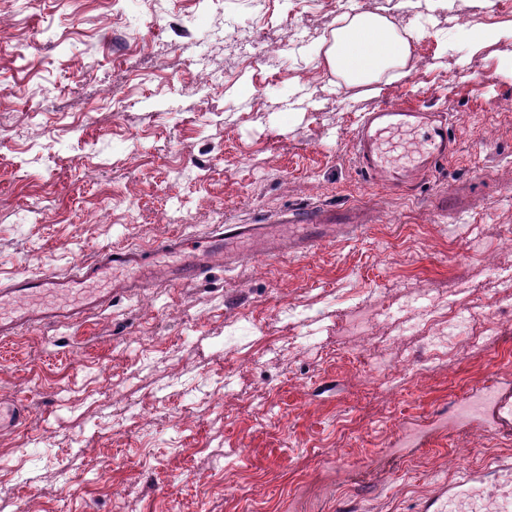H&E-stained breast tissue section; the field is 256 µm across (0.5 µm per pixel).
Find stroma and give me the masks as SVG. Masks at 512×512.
I'll use <instances>...</instances> for the list:
<instances>
[{
    "instance_id": "1",
    "label": "stroma",
    "mask_w": 512,
    "mask_h": 512,
    "mask_svg": "<svg viewBox=\"0 0 512 512\" xmlns=\"http://www.w3.org/2000/svg\"><path fill=\"white\" fill-rule=\"evenodd\" d=\"M351 12L411 32L402 77L330 72ZM351 12L0 0V282L173 234L202 248L215 225L304 207L362 221L1 344L0 398L29 417L0 435V512H418L439 484L512 455L491 416L456 417L490 378L512 394V298L494 272L512 268V6ZM483 28L495 37L461 36ZM199 67L223 85L200 90ZM393 105L446 113L457 143L400 187L368 180L355 148L364 115ZM200 162L201 178L180 176ZM445 195L464 212H439ZM459 313L468 334L429 352L431 321Z\"/></svg>"
}]
</instances>
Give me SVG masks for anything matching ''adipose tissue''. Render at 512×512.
Instances as JSON below:
<instances>
[{
	"label": "adipose tissue",
	"instance_id": "1",
	"mask_svg": "<svg viewBox=\"0 0 512 512\" xmlns=\"http://www.w3.org/2000/svg\"><path fill=\"white\" fill-rule=\"evenodd\" d=\"M409 49L408 39L391 18L360 13L337 29L327 51L328 66L347 84H367L403 68Z\"/></svg>",
	"mask_w": 512,
	"mask_h": 512
}]
</instances>
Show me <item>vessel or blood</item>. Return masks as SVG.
<instances>
[{
    "label": "vessel or blood",
    "mask_w": 512,
    "mask_h": 512,
    "mask_svg": "<svg viewBox=\"0 0 512 512\" xmlns=\"http://www.w3.org/2000/svg\"><path fill=\"white\" fill-rule=\"evenodd\" d=\"M358 161L376 180L402 186L409 172H428L456 150L446 122L435 112L391 106L369 113L356 132ZM340 221L335 210L310 208L284 224H220L210 234L208 255L165 267L161 261L186 250L182 236L157 241L148 252L110 248L64 274L19 275L0 285V338L31 327L84 322L113 296L141 294L161 283L195 282L212 262L227 263L248 253L303 252ZM26 405L0 401V432L25 425ZM419 512H512V458L496 457L470 469L422 499Z\"/></svg>",
    "instance_id": "obj_1"
}]
</instances>
